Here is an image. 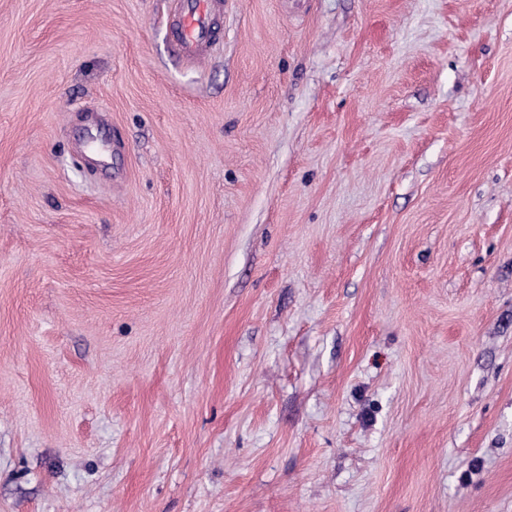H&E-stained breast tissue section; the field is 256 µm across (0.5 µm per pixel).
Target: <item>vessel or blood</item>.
<instances>
[{"label":"vessel or blood","instance_id":"1","mask_svg":"<svg viewBox=\"0 0 512 512\" xmlns=\"http://www.w3.org/2000/svg\"><path fill=\"white\" fill-rule=\"evenodd\" d=\"M224 14V0H175L171 25L172 49L189 62L204 58L216 37V25Z\"/></svg>","mask_w":512,"mask_h":512}]
</instances>
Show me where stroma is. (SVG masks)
Listing matches in <instances>:
<instances>
[{
  "label": "stroma",
  "mask_w": 512,
  "mask_h": 512,
  "mask_svg": "<svg viewBox=\"0 0 512 512\" xmlns=\"http://www.w3.org/2000/svg\"><path fill=\"white\" fill-rule=\"evenodd\" d=\"M0 0V512H512V0ZM171 25L173 52L188 62L204 58L216 37V25L224 15L223 0H176Z\"/></svg>",
  "instance_id": "35a3bbf8"
}]
</instances>
